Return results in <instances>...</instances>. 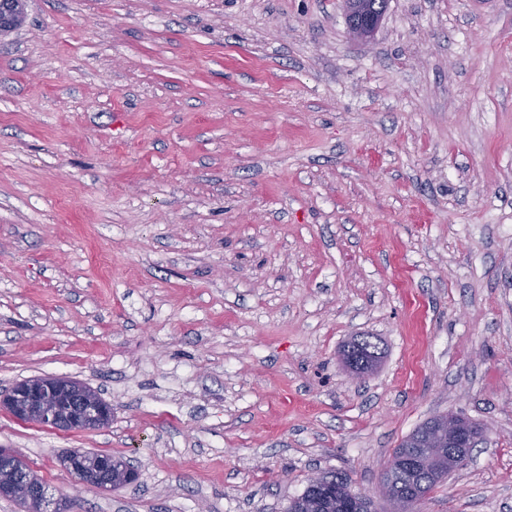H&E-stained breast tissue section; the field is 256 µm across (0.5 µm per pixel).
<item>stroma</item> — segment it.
<instances>
[{"label":"stroma","mask_w":512,"mask_h":512,"mask_svg":"<svg viewBox=\"0 0 512 512\" xmlns=\"http://www.w3.org/2000/svg\"><path fill=\"white\" fill-rule=\"evenodd\" d=\"M369 336L376 372L343 345ZM80 380L99 431L0 409L70 512H286L483 431L419 512H512V0H26L0 38V391ZM79 448L139 477L73 490ZM369 0H344L346 12L352 17L347 33L353 39L371 38L377 30L384 8L370 6ZM327 479V478H326ZM328 486L317 485L309 481L303 494L292 500L288 506V512H342L338 506L340 500L331 488L336 485L348 484L347 478L332 477L327 479Z\"/></svg>","instance_id":"stroma-1"}]
</instances>
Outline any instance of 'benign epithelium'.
Returning <instances> with one entry per match:
<instances>
[{"mask_svg": "<svg viewBox=\"0 0 512 512\" xmlns=\"http://www.w3.org/2000/svg\"><path fill=\"white\" fill-rule=\"evenodd\" d=\"M352 17L347 33L353 39H368L377 30L383 9L372 7L368 0H344ZM0 407L22 422H35L54 430L86 431L103 428L112 421V405L84 384L64 377L27 380L0 392ZM448 421L454 432L449 442L448 461L468 456L473 439L468 425L456 424L455 417L438 416ZM63 468L77 474V483L87 488L110 491L133 482L137 470L123 459L110 454L89 456L74 449L61 458ZM0 497H18L24 512H68L67 495L51 486L35 470L22 466L18 456L0 448Z\"/></svg>", "mask_w": 512, "mask_h": 512, "instance_id": "7a95c632", "label": "benign epithelium"}]
</instances>
